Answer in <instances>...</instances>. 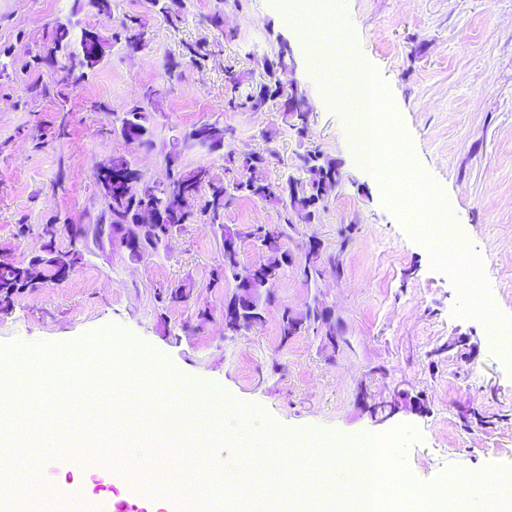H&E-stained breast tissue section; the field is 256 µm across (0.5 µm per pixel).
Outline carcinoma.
Masks as SVG:
<instances>
[{"label":"carcinoma","instance_id":"1","mask_svg":"<svg viewBox=\"0 0 512 512\" xmlns=\"http://www.w3.org/2000/svg\"><path fill=\"white\" fill-rule=\"evenodd\" d=\"M144 31L141 23L135 18H129L121 23L119 42L129 51L138 49ZM88 35L87 30H81L80 39L72 37L69 27L58 24L51 31L52 48L50 57L64 59L61 66L63 75L61 82L66 86H75L87 74L82 59L81 48L83 39ZM285 63V57L279 56L268 71L269 80L247 91L241 89L242 81L233 69L224 71V85L228 94L227 105L232 110H244L250 112L261 111L268 101L275 96L270 90L272 78L278 70V66ZM282 109L286 114H292L293 122L290 127L298 136H304L307 129V114L301 108L300 100L295 92L290 91L282 102ZM120 131L128 132L131 141L141 145L151 146V131L147 125V115L139 108H134L123 113L120 118ZM197 145L196 131H191L183 142H174L166 157V173L163 180L154 183L152 188L140 185V175L134 168H127L121 172L117 169L108 172L96 173L97 182L101 184L104 198V207L101 209L94 223L87 226L65 225L70 232V248L62 250L57 247L55 238L45 241L41 250L46 252L43 256L44 265L54 277L68 275L64 265L73 260L76 252L93 244L99 248L105 243L112 242L114 235L123 233L124 225L129 223V215L139 210L152 192L165 197L167 201L166 211L169 212V220L164 224L144 226L137 238L127 247L129 256L139 259L158 251L160 246L159 236L169 237L182 224H190L195 220L192 213L176 211L173 199L182 191L192 190L199 192L207 190V201L204 212L207 213L210 224L221 232L227 230L224 224V210L236 201L245 199H257L272 203L281 207L288 218L286 223L279 225L280 239L273 240V246L266 247L262 235L256 234L253 240L258 242L261 248L267 249V263L270 266L279 264V252L284 250L282 238L287 236V228L292 226L293 218H298L308 224L319 218L324 201L335 190L339 183L340 173L335 161L325 158L317 151H309L300 156V168L304 176H288V194H283L281 187L268 186L266 189H256L247 184L244 179V170L258 164L268 165L269 157L251 151H228L224 153V170L235 174L233 179L225 181L212 175L207 167H198L191 171L180 168L178 160L182 146ZM336 266V274H341L339 259L333 255L321 254L319 262H308L305 257H300L297 262V273L307 282L315 281L322 275L325 264ZM36 288V282L29 278L23 263L16 261L12 256L3 254L0 256V311H8L17 294ZM326 307L321 302H315L303 312H293L283 309L280 317L281 339L287 340L289 336H297L303 331L321 330L328 325L329 319L325 316Z\"/></svg>","mask_w":512,"mask_h":512}]
</instances>
